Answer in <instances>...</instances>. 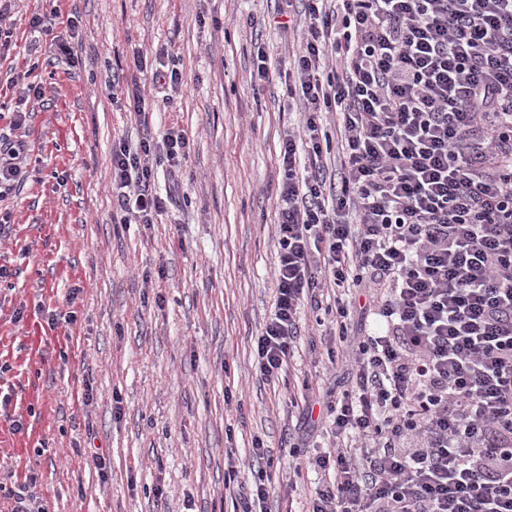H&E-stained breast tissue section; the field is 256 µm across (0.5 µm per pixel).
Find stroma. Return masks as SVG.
I'll use <instances>...</instances> for the list:
<instances>
[{
	"instance_id": "1",
	"label": "stroma",
	"mask_w": 512,
	"mask_h": 512,
	"mask_svg": "<svg viewBox=\"0 0 512 512\" xmlns=\"http://www.w3.org/2000/svg\"><path fill=\"white\" fill-rule=\"evenodd\" d=\"M42 6L18 0L0 56V133L16 137L13 114L28 113L33 159L0 198V512L23 484L31 512H225L224 450L239 449L250 480L256 439L279 460L270 512H306L326 475L292 479L287 462L323 452L331 420L304 421L289 400L303 382L306 399L333 400L348 371L328 361L333 343L307 308L289 368L266 380L254 367L275 294L276 157L300 119L280 77L289 35L269 23L280 0H59L54 33L75 45L74 64L30 28ZM258 43L279 52L266 82ZM136 47L168 52L183 83L171 103L150 99L148 129L190 140L158 176L171 203L150 224L121 223L112 205V145L145 129L124 107L144 80ZM31 67L38 100L13 84Z\"/></svg>"
}]
</instances>
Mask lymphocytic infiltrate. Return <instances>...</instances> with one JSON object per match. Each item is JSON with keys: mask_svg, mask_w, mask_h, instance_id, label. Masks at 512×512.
<instances>
[{"mask_svg": "<svg viewBox=\"0 0 512 512\" xmlns=\"http://www.w3.org/2000/svg\"><path fill=\"white\" fill-rule=\"evenodd\" d=\"M283 2L301 121L278 155L255 369L278 377L326 288L336 343L356 288L381 323L328 407L334 444L312 464L333 479L309 512H512V0ZM188 150L175 127L113 144L122 223L166 209L158 170ZM29 160L25 141H0L1 191ZM224 456L233 512H263L269 450L253 442L245 483L235 449Z\"/></svg>", "mask_w": 512, "mask_h": 512, "instance_id": "obj_1", "label": "lymphocytic infiltrate"}]
</instances>
